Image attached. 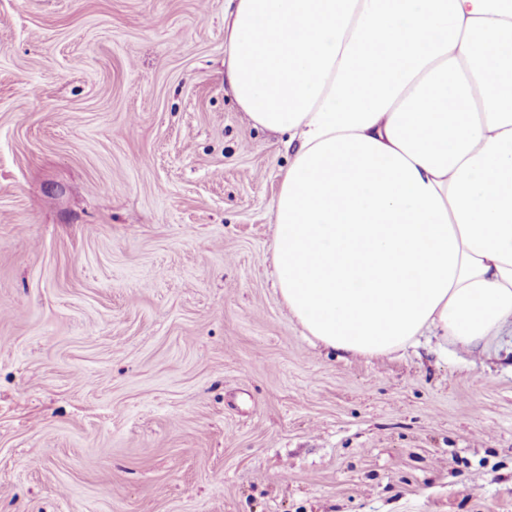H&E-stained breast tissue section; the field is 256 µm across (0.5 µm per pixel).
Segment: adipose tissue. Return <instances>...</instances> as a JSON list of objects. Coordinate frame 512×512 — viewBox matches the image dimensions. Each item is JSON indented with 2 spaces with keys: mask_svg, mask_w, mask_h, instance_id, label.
<instances>
[{
  "mask_svg": "<svg viewBox=\"0 0 512 512\" xmlns=\"http://www.w3.org/2000/svg\"><path fill=\"white\" fill-rule=\"evenodd\" d=\"M224 74L287 135L275 285L306 335L382 358L512 332V0H226Z\"/></svg>",
  "mask_w": 512,
  "mask_h": 512,
  "instance_id": "ef3b65f1",
  "label": "adipose tissue"
}]
</instances>
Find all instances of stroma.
<instances>
[{"label":"stroma","instance_id":"1","mask_svg":"<svg viewBox=\"0 0 512 512\" xmlns=\"http://www.w3.org/2000/svg\"><path fill=\"white\" fill-rule=\"evenodd\" d=\"M289 157L224 0H0V512H512V338L304 336Z\"/></svg>","mask_w":512,"mask_h":512}]
</instances>
